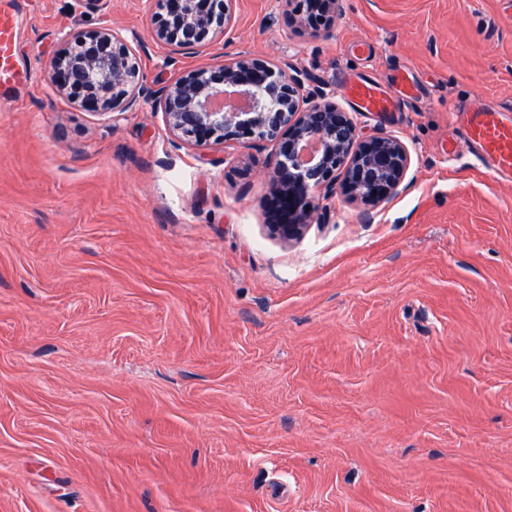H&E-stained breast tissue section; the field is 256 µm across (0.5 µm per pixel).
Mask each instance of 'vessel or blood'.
Returning <instances> with one entry per match:
<instances>
[{
    "mask_svg": "<svg viewBox=\"0 0 512 512\" xmlns=\"http://www.w3.org/2000/svg\"><path fill=\"white\" fill-rule=\"evenodd\" d=\"M14 39V17L0 8V84L15 83L23 74ZM350 94L366 112H388L399 105L398 100L384 96L375 85L365 81L351 84ZM459 111V135L481 165L494 175L512 178V122L502 119L501 108L470 103L460 106Z\"/></svg>",
    "mask_w": 512,
    "mask_h": 512,
    "instance_id": "b4317fda",
    "label": "vessel or blood"
}]
</instances>
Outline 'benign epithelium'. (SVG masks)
I'll use <instances>...</instances> for the list:
<instances>
[{
  "label": "benign epithelium",
  "mask_w": 512,
  "mask_h": 512,
  "mask_svg": "<svg viewBox=\"0 0 512 512\" xmlns=\"http://www.w3.org/2000/svg\"><path fill=\"white\" fill-rule=\"evenodd\" d=\"M157 8L153 37L178 50L200 47L232 26V0H157ZM45 76L53 90L98 115L150 102L189 147L276 143L268 229L287 243L300 239L326 210L323 201L336 193L337 171H344L342 190L349 199L376 202L398 191L410 165L401 141L364 134L348 113L326 101L323 88H305L287 63L240 58L148 88L129 41L102 29L52 56Z\"/></svg>",
  "instance_id": "1"
}]
</instances>
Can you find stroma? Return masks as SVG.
<instances>
[{
    "label": "stroma",
    "instance_id": "stroma-1",
    "mask_svg": "<svg viewBox=\"0 0 512 512\" xmlns=\"http://www.w3.org/2000/svg\"><path fill=\"white\" fill-rule=\"evenodd\" d=\"M26 81L0 112V512H512V182L454 111L512 105V0H337L297 31L233 0L194 53L156 0H12ZM128 39L152 86L236 57L290 63L400 140L396 194H336L270 235L277 147L191 148L143 103L53 91L78 35ZM411 89L400 112L348 88ZM349 90L364 112H389L401 102L399 99L384 96L375 85L365 81L351 84Z\"/></svg>",
    "mask_w": 512,
    "mask_h": 512
}]
</instances>
